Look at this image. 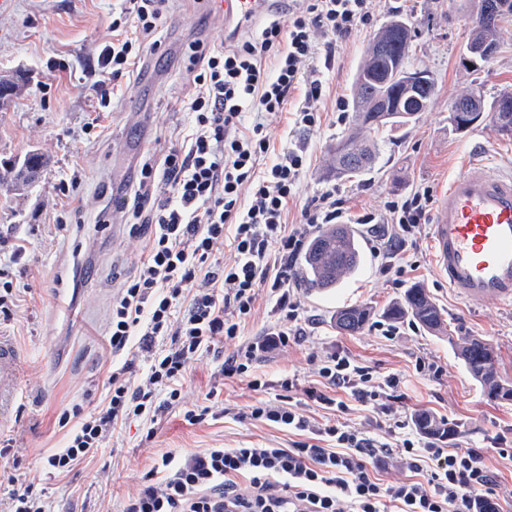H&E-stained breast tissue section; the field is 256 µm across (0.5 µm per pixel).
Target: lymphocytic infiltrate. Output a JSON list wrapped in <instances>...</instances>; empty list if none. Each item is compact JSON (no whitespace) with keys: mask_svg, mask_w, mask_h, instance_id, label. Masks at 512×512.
Wrapping results in <instances>:
<instances>
[{"mask_svg":"<svg viewBox=\"0 0 512 512\" xmlns=\"http://www.w3.org/2000/svg\"><path fill=\"white\" fill-rule=\"evenodd\" d=\"M167 0H123L112 19V42L98 55L111 81L96 95L101 110L85 130L100 127L111 106V87L147 70L162 46L155 40ZM374 0H288V21L267 18L254 27L238 20L220 44L196 39L185 51L191 93L186 109L191 131L171 140L161 155L147 154L135 179L121 189V204L101 216L118 220L145 241L146 256L112 302L106 348L116 356L107 403L96 412L73 405L58 417L68 431L65 448L51 455V470L64 473L100 447L119 422L157 419L181 401V379L200 348L236 338L251 317L260 291H267L284 324L273 327L245 351L225 356L222 376L249 377L252 390L264 382L253 372L258 350L297 342L299 303L290 289L291 269L311 228L334 224L342 202L335 192L312 199L300 220L288 223V204L308 170L305 147L275 153L264 115L294 109L295 125L319 128L327 108L345 114L332 98L318 63L340 44L371 26ZM253 115L245 123V115ZM433 188L391 201L381 221L410 233L425 224ZM231 246V262L216 253ZM169 339L167 348L157 342ZM148 370L137 377L136 358ZM321 388L307 395L324 409L346 412L350 402L376 404L397 378L377 380L349 356L332 353L317 369ZM342 389L346 399L330 396ZM249 420L302 433L285 448H208L182 457L162 455L124 512H499L494 478L475 448L451 450L432 441L404 438L393 444L341 422L313 423L292 406L259 401ZM394 453L412 477L385 483L369 467L379 454Z\"/></svg>","mask_w":512,"mask_h":512,"instance_id":"1","label":"lymphocytic infiltrate"}]
</instances>
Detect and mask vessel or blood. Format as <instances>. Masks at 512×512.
<instances>
[{"instance_id": "vessel-or-blood-1", "label": "vessel or blood", "mask_w": 512, "mask_h": 512, "mask_svg": "<svg viewBox=\"0 0 512 512\" xmlns=\"http://www.w3.org/2000/svg\"><path fill=\"white\" fill-rule=\"evenodd\" d=\"M266 0H224V21L259 15ZM434 266L457 296L512 303V176L468 166L439 196L432 227ZM18 352L0 336V412L9 408Z\"/></svg>"}]
</instances>
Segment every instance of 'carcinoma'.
Instances as JSON below:
<instances>
[{"label": "carcinoma", "instance_id": "carcinoma-1", "mask_svg": "<svg viewBox=\"0 0 512 512\" xmlns=\"http://www.w3.org/2000/svg\"><path fill=\"white\" fill-rule=\"evenodd\" d=\"M500 2L499 18L494 27L474 25L470 34L487 42L492 54L499 53V31L503 23L512 19V0ZM366 48L363 61L356 73L353 87V120L348 133L330 148L331 164L327 174L338 179L359 178L375 164L380 146L377 134L380 130L409 122L406 117L393 116L391 112H374L369 109L377 98L391 104L399 95L397 84L387 79L388 56L370 55ZM491 112L496 118L498 131L512 136V112L497 111L492 102ZM45 164L42 154L30 151L23 159L0 160V185L24 187L34 184ZM364 251L360 236L344 226H333L319 232L306 244L296 277L299 285L315 293H325L360 267ZM372 309L367 306H345L336 311V325L347 332L360 331L369 321ZM392 320L412 317L424 330L442 333L445 330L440 310L431 300L426 289L415 285L406 290L401 300L392 303L384 312ZM459 354L471 377L483 388L491 401H512V385L502 381L497 372L494 349L477 337L465 339L458 347ZM418 428L426 434L451 433L443 429L433 417L420 413L416 417Z\"/></svg>", "mask_w": 512, "mask_h": 512}]
</instances>
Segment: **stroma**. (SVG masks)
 I'll return each instance as SVG.
<instances>
[{
	"mask_svg": "<svg viewBox=\"0 0 512 512\" xmlns=\"http://www.w3.org/2000/svg\"><path fill=\"white\" fill-rule=\"evenodd\" d=\"M119 6V0H7L0 8V71L19 70L29 78L22 96L0 112V158L18 159L32 150L49 158L32 187L0 186V228L28 241L24 258L12 269L23 301L15 320L0 321V335L19 353L12 403L0 415V437L14 439L17 465L10 479L0 478V500L27 488L45 512H124L162 454L287 447L291 434L241 419V412L260 398L275 406L296 405L310 418L326 421L330 411L306 391L316 386L321 361L342 352L378 378L401 380L399 396L385 400L387 414L354 402L342 422L397 440L403 424L421 412L452 424L455 433L442 438L441 447L482 449L496 478L500 512H512V458L506 454L512 449V401H488L454 348L464 337L482 338L497 352L500 378L512 383V304L455 295L433 264L431 224L406 235L398 250L380 252L376 245L386 236V225L360 221L370 212L383 214L387 202L406 200L422 184L444 191L452 177L476 162L512 171V138L499 136L493 119L464 133L451 126L448 107L457 95L474 88L489 104L501 90L512 89V21L500 31L501 51L493 60L474 67L464 63L467 0H378L373 29L396 15L410 18L417 30L411 59L434 73L437 93L416 120L379 134V158L360 180L325 176L328 151L349 122L331 114L305 133L286 115L267 116L266 132L277 151L297 143L308 148L309 169L290 205L291 218H299L312 198L335 191L343 201L342 221L357 228L367 258L332 294L295 289L303 337L258 357L255 371L266 382L263 391H252L247 379L220 376L212 354L198 352L185 374L179 406L153 423L123 422L85 462L65 474L51 473L47 459L67 439L57 415L75 404L91 412L105 403L112 357L104 342L112 300L135 274L145 246L127 226L101 223L100 215L115 206V189L133 178L148 149L162 148L170 136L186 131V44L197 37L215 44L224 38V17L209 12L205 0H170L154 34L168 48L167 57L115 99L102 128L87 132L84 122L98 105L97 57L112 41V11ZM371 38L367 31L350 39L334 67L323 70L332 94L348 97ZM62 183L69 186L68 195L58 192ZM60 219L70 226L63 237L53 229ZM389 262L404 266L401 281L383 274ZM414 284L441 309L445 333L427 332L408 317L394 323L383 317ZM352 304L371 307L372 315L363 330L347 334L336 328L334 317ZM388 327L394 335H385ZM423 362L432 372H417ZM287 377L297 380L290 392L279 386ZM203 407L211 411L205 421H184V411Z\"/></svg>",
	"mask_w": 512,
	"mask_h": 512,
	"instance_id": "1",
	"label": "stroma"
}]
</instances>
